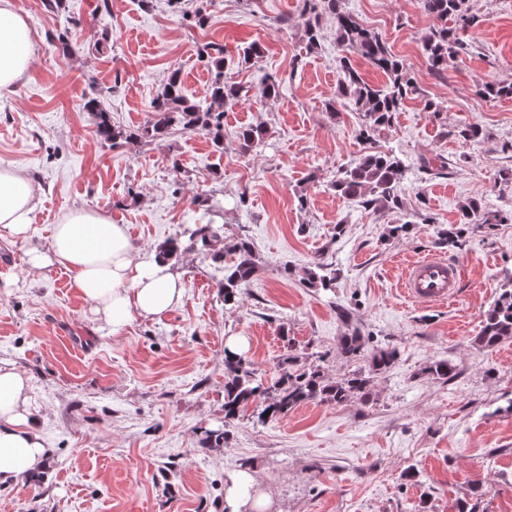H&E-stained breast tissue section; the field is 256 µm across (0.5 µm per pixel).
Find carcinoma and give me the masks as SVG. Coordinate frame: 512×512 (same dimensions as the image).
<instances>
[{
	"instance_id": "obj_1",
	"label": "carcinoma",
	"mask_w": 512,
	"mask_h": 512,
	"mask_svg": "<svg viewBox=\"0 0 512 512\" xmlns=\"http://www.w3.org/2000/svg\"><path fill=\"white\" fill-rule=\"evenodd\" d=\"M422 7L434 20L423 41V51L434 70H445L448 61L457 58L464 49L459 31L472 26L474 17L468 15L466 0H422ZM304 14L307 15L304 27L307 50L319 45L322 18L330 15L335 20L338 46L343 50L359 51L365 60L386 75L385 84H371L344 56L343 81L338 95L325 105V110L333 116L341 108L360 113L363 119L360 135L366 142L372 140L376 133L391 126L406 101L419 93L415 79L392 52L386 39L362 25L353 14L340 10L338 0H304ZM450 20L454 25H448ZM202 57L206 58L210 75L203 99H190L184 94L180 70L173 68L152 102L150 120L142 127H116L100 100H87L84 108L95 113L96 136L104 143H124L135 147L143 141H161L175 131L201 132L215 151L224 153V124H216L215 112L238 102L247 90L224 76V46L208 43L203 48ZM480 94L488 98L511 99L512 85L486 84L480 89ZM261 135L259 125L239 130V148L244 152L252 149ZM401 174L402 162L396 155L369 147L353 167L339 172L331 190L338 196L358 201L366 209H401L404 207ZM216 214L215 210L205 209L198 222L185 231L188 242L171 238L161 243L158 251L169 263L178 261L191 250L221 261L226 252L234 255L235 260L222 267L223 277L219 280V287L224 290V304L232 305L237 302L239 288L252 273V246L247 239L241 238L225 251L216 247L223 234L222 227L214 224ZM486 224H512V210L491 212L477 201L464 202L459 208L458 223L438 232L440 243L456 248L465 231ZM305 275L308 284L314 288L329 289L336 284V273L327 271L320 262L312 264ZM509 339H512V270L505 271L502 292L484 313L481 329L472 343L481 350L490 351ZM339 352L349 359L361 355L363 343L360 333L355 331L343 337ZM395 361L396 352L389 349L380 348L369 355L370 370L375 374L391 368ZM224 365V425L221 429L205 432L201 440L204 448L224 445L228 427L238 419L241 408L250 403H260L257 418L264 423L285 417L296 407L310 402L340 405L353 396L365 395L369 384V378L361 373L335 380L328 378L320 369L300 362L299 357L291 354L278 361V375L271 378L252 369L240 355L229 351L225 352Z\"/></svg>"
}]
</instances>
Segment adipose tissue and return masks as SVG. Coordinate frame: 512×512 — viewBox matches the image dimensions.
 Segmentation results:
<instances>
[{"label":"adipose tissue","instance_id":"obj_1","mask_svg":"<svg viewBox=\"0 0 512 512\" xmlns=\"http://www.w3.org/2000/svg\"><path fill=\"white\" fill-rule=\"evenodd\" d=\"M33 56L30 28L12 0H0V90L14 86ZM41 189L25 172L0 169V230L21 236L30 227ZM32 268L63 269L90 312L113 330L135 318H162L182 304L186 288L161 257L142 255L127 228L99 210L75 209L55 224L44 248L29 253ZM54 455L32 406L24 371L0 365V486L41 478Z\"/></svg>","mask_w":512,"mask_h":512}]
</instances>
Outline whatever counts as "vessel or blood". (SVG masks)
Here are the masks:
<instances>
[{"instance_id": "b4317fda", "label": "vessel or blood", "mask_w": 512, "mask_h": 512, "mask_svg": "<svg viewBox=\"0 0 512 512\" xmlns=\"http://www.w3.org/2000/svg\"><path fill=\"white\" fill-rule=\"evenodd\" d=\"M407 269L404 293L418 306L453 300L462 283L461 267L441 258L414 261Z\"/></svg>"}]
</instances>
